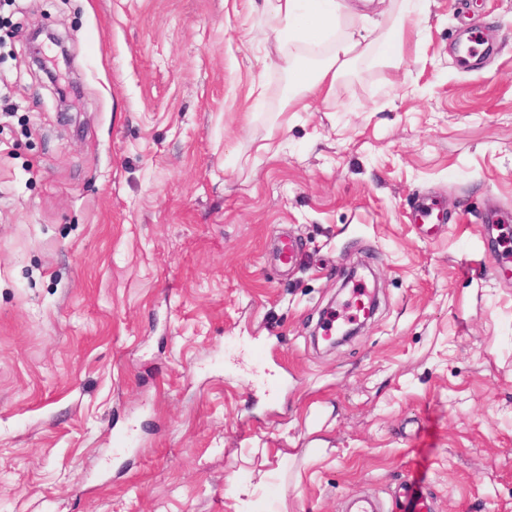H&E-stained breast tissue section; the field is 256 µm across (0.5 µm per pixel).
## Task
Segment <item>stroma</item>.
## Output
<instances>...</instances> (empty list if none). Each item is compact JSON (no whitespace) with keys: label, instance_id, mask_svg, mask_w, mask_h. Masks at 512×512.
I'll use <instances>...</instances> for the list:
<instances>
[{"label":"stroma","instance_id":"obj_1","mask_svg":"<svg viewBox=\"0 0 512 512\" xmlns=\"http://www.w3.org/2000/svg\"><path fill=\"white\" fill-rule=\"evenodd\" d=\"M406 24L303 109L265 0H0V512H512V0ZM356 264L378 309L325 350Z\"/></svg>","mask_w":512,"mask_h":512}]
</instances>
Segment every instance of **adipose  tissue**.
Here are the masks:
<instances>
[{"label":"adipose tissue","mask_w":512,"mask_h":512,"mask_svg":"<svg viewBox=\"0 0 512 512\" xmlns=\"http://www.w3.org/2000/svg\"><path fill=\"white\" fill-rule=\"evenodd\" d=\"M272 16L280 32L291 41L311 45L328 43L329 49L314 67L292 69L294 91L290 103H298L307 95L330 96L336 82L353 61L366 55L368 48L354 33L336 36V22L342 14L340 0H269Z\"/></svg>","instance_id":"adipose-tissue-1"}]
</instances>
